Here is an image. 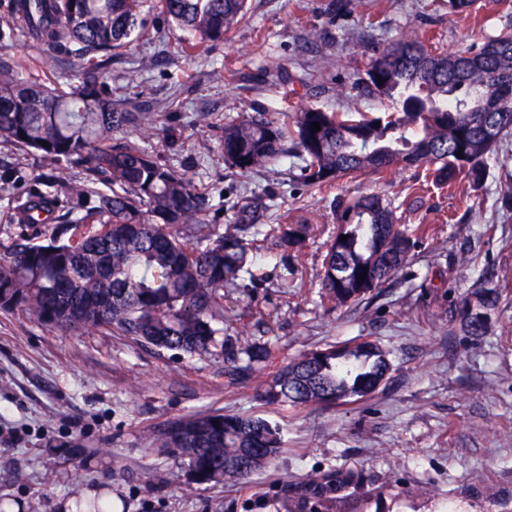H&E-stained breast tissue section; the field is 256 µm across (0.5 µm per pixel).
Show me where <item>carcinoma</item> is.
I'll use <instances>...</instances> for the list:
<instances>
[{
	"mask_svg": "<svg viewBox=\"0 0 512 512\" xmlns=\"http://www.w3.org/2000/svg\"><path fill=\"white\" fill-rule=\"evenodd\" d=\"M143 7L144 0H14L0 14V29L31 30L50 49L78 60L76 82L64 91L20 81L0 56V141L56 164L34 180L22 213L26 224L52 216L56 228L42 243L21 233L0 253V308L56 328L107 329L159 351L220 356L224 373L256 381L257 396L268 404H342L375 392L391 363L373 341L312 350L260 380L267 343L224 335V289L242 287L243 274L263 260L252 243L269 206L259 195L242 193L232 205L234 222L222 224V210L212 208L187 171L129 140L133 132L150 137L154 118L135 101H112L107 73L145 24ZM152 10L182 33L186 52L224 39L246 15L247 0H155ZM370 51L369 71L359 83L381 98L399 93V106L381 115L307 108L285 124L244 115L224 125V162L249 173L292 148L311 186L423 165L433 167L439 186L451 189L462 177L480 184L497 145L481 134L480 94H512V23L478 47L443 51L403 35L390 46L373 43ZM70 166L83 180L69 178ZM60 185L66 187L62 199L55 193ZM340 208L321 288L343 305L363 299L405 266L411 244L380 194L346 200ZM87 224L100 229L67 236ZM310 230L309 224H279L276 246L284 253L295 249ZM499 298L496 288L463 297L458 316L468 335L479 338L488 328L465 322L466 309L493 312ZM162 446L185 458L192 483L209 484L271 466L282 439L261 418L211 412L171 420ZM243 448L262 452L240 468L235 462ZM362 482L363 474L352 470L315 475L302 492L303 508L329 512L333 493Z\"/></svg>",
	"mask_w": 512,
	"mask_h": 512,
	"instance_id": "obj_1",
	"label": "carcinoma"
}]
</instances>
